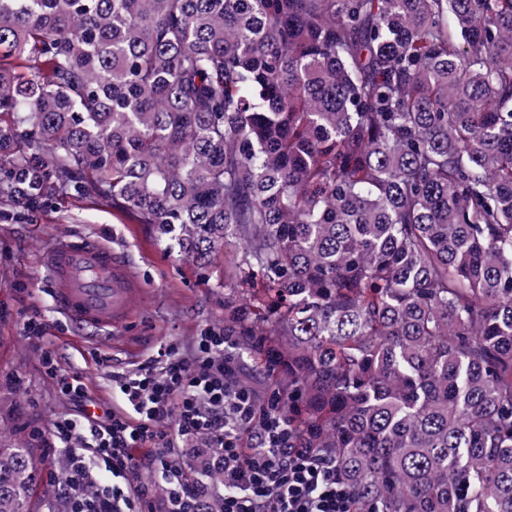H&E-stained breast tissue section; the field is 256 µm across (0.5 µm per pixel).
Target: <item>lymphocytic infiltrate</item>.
Instances as JSON below:
<instances>
[{
	"label": "lymphocytic infiltrate",
	"instance_id": "obj_1",
	"mask_svg": "<svg viewBox=\"0 0 512 512\" xmlns=\"http://www.w3.org/2000/svg\"><path fill=\"white\" fill-rule=\"evenodd\" d=\"M236 348V337L214 327L196 337L189 360L175 342L161 344L137 371L113 372L121 403L100 415L82 376L45 352V373L74 408L45 442L47 458L66 459L58 488L71 512H205L208 496L181 465L198 440L222 476L224 512H356L334 459L298 447L287 405L240 381ZM145 469L163 486L140 481Z\"/></svg>",
	"mask_w": 512,
	"mask_h": 512
}]
</instances>
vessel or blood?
<instances>
[{
  "instance_id": "b4317fda",
  "label": "vessel or blood",
  "mask_w": 512,
  "mask_h": 512,
  "mask_svg": "<svg viewBox=\"0 0 512 512\" xmlns=\"http://www.w3.org/2000/svg\"><path fill=\"white\" fill-rule=\"evenodd\" d=\"M40 260L56 308L76 327L119 328L143 302V285L124 253L97 237L60 234Z\"/></svg>"
}]
</instances>
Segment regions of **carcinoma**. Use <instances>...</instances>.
Returning <instances> with one entry per match:
<instances>
[{
    "mask_svg": "<svg viewBox=\"0 0 512 512\" xmlns=\"http://www.w3.org/2000/svg\"><path fill=\"white\" fill-rule=\"evenodd\" d=\"M92 193L358 512H512V0H0V203ZM41 469L0 448V512Z\"/></svg>",
    "mask_w": 512,
    "mask_h": 512,
    "instance_id": "1",
    "label": "carcinoma"
}]
</instances>
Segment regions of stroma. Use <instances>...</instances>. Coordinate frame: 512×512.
<instances>
[{
    "label": "stroma",
    "instance_id": "obj_1",
    "mask_svg": "<svg viewBox=\"0 0 512 512\" xmlns=\"http://www.w3.org/2000/svg\"><path fill=\"white\" fill-rule=\"evenodd\" d=\"M62 232L93 235L120 248L147 288L143 307L113 339L77 329L52 306L39 254ZM226 261L219 251L207 266H198L168 250L150 226L131 223L92 194L59 197L25 211L0 204V448H28L42 458L35 430L48 429L68 411L41 368L43 350H51L62 368L82 372L105 408L113 403L111 369H135L169 340L191 357L200 331L224 324ZM31 318L46 324L45 340L27 339Z\"/></svg>",
    "mask_w": 512,
    "mask_h": 512
}]
</instances>
